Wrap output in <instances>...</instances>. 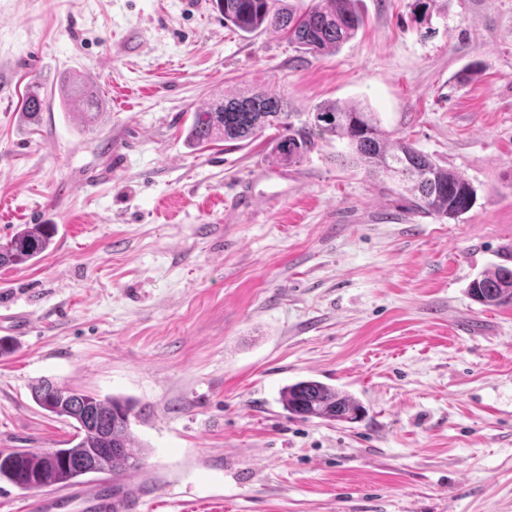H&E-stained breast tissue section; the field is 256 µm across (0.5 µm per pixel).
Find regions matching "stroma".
<instances>
[{"label": "stroma", "instance_id": "1", "mask_svg": "<svg viewBox=\"0 0 512 512\" xmlns=\"http://www.w3.org/2000/svg\"><path fill=\"white\" fill-rule=\"evenodd\" d=\"M427 2L358 0L363 28L314 57L240 36L214 0H0V243L58 227L37 263L0 267V452L67 447L69 420L32 398L50 381L132 400L129 512H512V304L467 292L512 268V0ZM73 73L99 93L95 130L59 101ZM251 89L292 112L359 104L474 206L411 213L338 137L291 164L272 128L186 142L193 112ZM306 379L364 417L289 416L280 391ZM112 484L2 479L0 512H107ZM45 97L41 85L29 86L21 102V113L29 122L39 120L40 112H43Z\"/></svg>", "mask_w": 512, "mask_h": 512}]
</instances>
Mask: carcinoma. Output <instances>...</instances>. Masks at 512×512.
<instances>
[{
	"instance_id": "1",
	"label": "carcinoma",
	"mask_w": 512,
	"mask_h": 512,
	"mask_svg": "<svg viewBox=\"0 0 512 512\" xmlns=\"http://www.w3.org/2000/svg\"><path fill=\"white\" fill-rule=\"evenodd\" d=\"M224 25L251 35L258 31L280 33L303 54L334 52L354 38L364 19L355 0H311L300 10L291 0H216ZM63 106L79 111L83 123L94 125L101 105L94 86L84 78L62 80ZM45 97L38 84L29 86L21 102V113L30 122L39 120ZM295 112L288 111L283 96L262 90L247 91L215 101L193 113L186 142L199 147L211 143L239 142L273 127L279 131L272 151L274 160L297 162L316 141L329 136L344 138L349 157L365 163L373 175H385L402 185L411 195L410 209L422 214L457 219L475 202V191L459 174L441 166L430 155L403 138H394L380 127L373 112L356 105L323 103L305 113L295 126ZM56 234L54 224H23L6 243L0 245V267L33 262L49 249ZM472 299L484 306L512 303V268L495 266L474 278L468 287ZM33 399L43 410L73 421L76 434L70 447L59 449L54 465L46 453L13 451L0 453V479L25 489L35 478L42 486L74 483L88 474L83 462L97 459L95 474L117 477L138 470L146 449L130 430V401L66 388L45 381L33 390ZM283 409L293 417L347 422L363 414L362 404L352 395L317 380L285 386L280 393ZM99 448L112 452L100 454Z\"/></svg>"
}]
</instances>
